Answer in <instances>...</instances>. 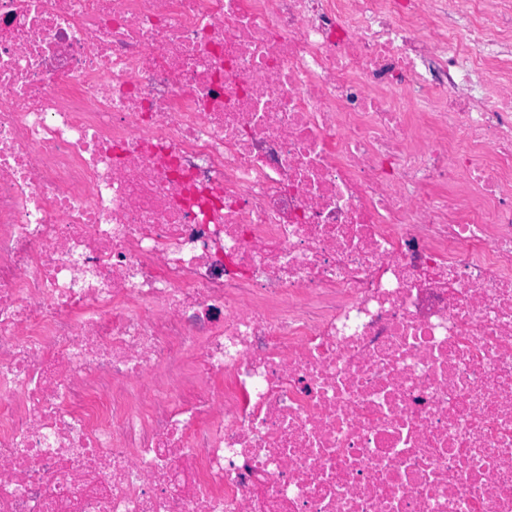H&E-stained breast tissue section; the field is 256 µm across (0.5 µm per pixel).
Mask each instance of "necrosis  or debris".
<instances>
[{"label":"necrosis or debris","instance_id":"4bbe7bcc","mask_svg":"<svg viewBox=\"0 0 512 512\" xmlns=\"http://www.w3.org/2000/svg\"><path fill=\"white\" fill-rule=\"evenodd\" d=\"M0 512H512V0H0Z\"/></svg>","mask_w":512,"mask_h":512}]
</instances>
